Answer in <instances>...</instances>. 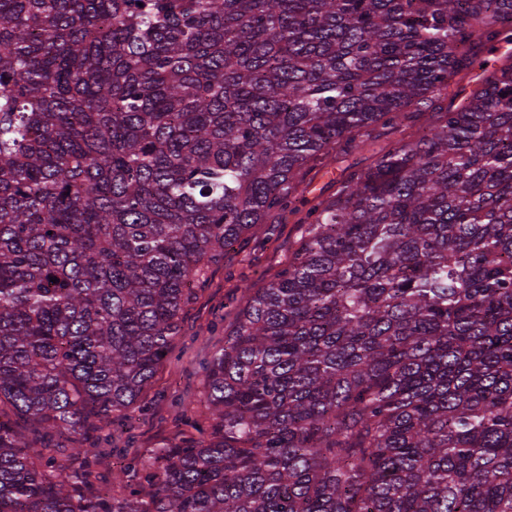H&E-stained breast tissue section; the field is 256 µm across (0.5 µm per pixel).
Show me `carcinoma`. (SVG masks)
<instances>
[{"instance_id":"obj_1","label":"carcinoma","mask_w":512,"mask_h":512,"mask_svg":"<svg viewBox=\"0 0 512 512\" xmlns=\"http://www.w3.org/2000/svg\"><path fill=\"white\" fill-rule=\"evenodd\" d=\"M512 0H0V512H512ZM353 161L90 496L207 273ZM58 278L53 283L50 278ZM332 167L334 168V171H330L328 173L326 171H313L306 177V182L309 184L306 192L304 193L305 201L303 210H307L310 206L315 204L317 201L316 197L321 193L327 195L335 189L332 185V181L336 179V175L339 173V170L336 169L338 168L336 164Z\"/></svg>"}]
</instances>
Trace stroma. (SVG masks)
I'll return each mask as SVG.
<instances>
[{
	"mask_svg": "<svg viewBox=\"0 0 512 512\" xmlns=\"http://www.w3.org/2000/svg\"><path fill=\"white\" fill-rule=\"evenodd\" d=\"M300 226L294 220L257 225L246 241L227 250L223 267L213 269L206 286L184 314L183 328L172 350L155 375L141 408L130 413L124 425H112L100 433L98 471L109 479L124 466L115 496L138 488L143 473L140 462L146 449L159 448L177 434H194L206 424L208 412L201 407L207 366L224 345V336L235 323L242 303V288L263 285L287 264Z\"/></svg>",
	"mask_w": 512,
	"mask_h": 512,
	"instance_id": "obj_1",
	"label": "stroma"
}]
</instances>
